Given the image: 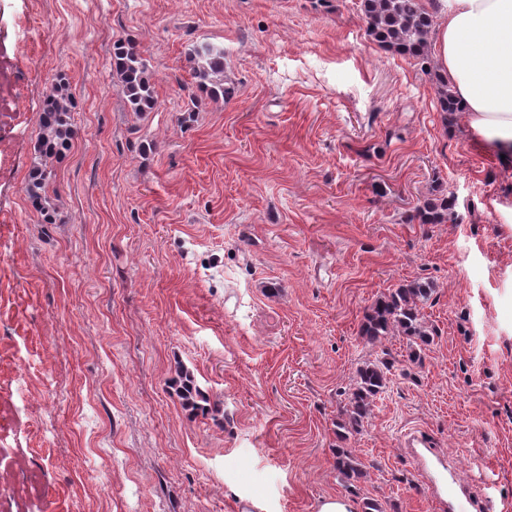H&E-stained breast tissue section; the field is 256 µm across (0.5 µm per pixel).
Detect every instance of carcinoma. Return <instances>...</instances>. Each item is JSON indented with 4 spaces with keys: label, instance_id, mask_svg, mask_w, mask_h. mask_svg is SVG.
I'll return each mask as SVG.
<instances>
[{
    "label": "carcinoma",
    "instance_id": "cac0c4a2",
    "mask_svg": "<svg viewBox=\"0 0 512 512\" xmlns=\"http://www.w3.org/2000/svg\"><path fill=\"white\" fill-rule=\"evenodd\" d=\"M360 8L373 41L400 55L428 63L435 12L425 6L424 0H361ZM192 54L196 60V87L214 99L224 97L228 93L222 78L224 50L200 44L193 47ZM113 64L119 91L131 110L136 113L152 111L156 98L138 43L131 38L118 40L114 46ZM435 78L440 110L450 116L462 111L447 79L439 73ZM75 109L76 103L67 92L66 80L61 77L42 108L38 159L24 187L28 197L41 205L47 201L46 192L53 177L48 163L68 146L73 135L71 115ZM418 217L422 224H445L455 220L453 198L443 194L425 200ZM430 291L428 284L413 281L378 297L365 316L359 336L373 345L386 336L403 335L409 340V360H420L421 351L433 342L435 336V330L425 323L420 311V304L428 299ZM389 371V362L382 359L358 369V380L349 397V421L341 428L359 431V426L372 413L374 400L386 388ZM336 468L349 480L365 476L361 461L347 450L337 451Z\"/></svg>",
    "mask_w": 512,
    "mask_h": 512
}]
</instances>
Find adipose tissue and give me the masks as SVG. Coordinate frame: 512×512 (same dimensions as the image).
Segmentation results:
<instances>
[{
	"label": "adipose tissue",
	"instance_id": "1",
	"mask_svg": "<svg viewBox=\"0 0 512 512\" xmlns=\"http://www.w3.org/2000/svg\"><path fill=\"white\" fill-rule=\"evenodd\" d=\"M434 56L481 148L512 158V0H438Z\"/></svg>",
	"mask_w": 512,
	"mask_h": 512
}]
</instances>
